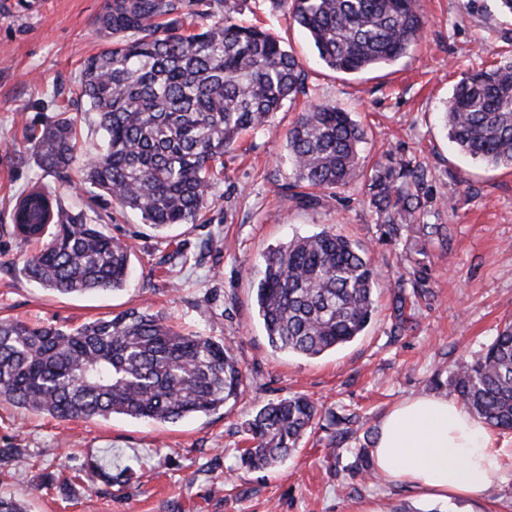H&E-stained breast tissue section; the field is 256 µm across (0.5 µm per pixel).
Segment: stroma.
<instances>
[{"instance_id": "1", "label": "stroma", "mask_w": 512, "mask_h": 512, "mask_svg": "<svg viewBox=\"0 0 512 512\" xmlns=\"http://www.w3.org/2000/svg\"><path fill=\"white\" fill-rule=\"evenodd\" d=\"M106 2L41 0L29 10L25 0H0V317L74 326L148 305L230 347L247 388L235 406L164 424L121 415L58 420L0 400V448L18 451L0 491L27 512H512L511 465L494 491L441 502L349 471L367 429H378L404 398L450 396L431 377H448L479 355L512 318V170L467 159L443 125L462 73L512 54V13L500 0H418L419 42L393 64L346 74L323 64L282 0H229L235 18L268 29L301 61L306 93L225 154L202 222L160 235L135 213L90 200L78 184L43 170L26 149L28 128L64 110L78 119L80 152L99 143L79 75L105 44L96 18ZM322 101L364 128V167L347 187L302 205L292 198L286 133L303 103ZM391 154L424 164L426 221L444 225L446 239L384 235L368 184ZM36 182L54 190L62 208L84 211L130 245L133 275L123 290L61 297L21 274L31 248L16 236L11 209ZM325 229L367 250L383 281L423 272L427 291L415 298L411 329L393 337L385 290L362 335L334 351L304 358L270 347L250 267L279 243ZM301 394L321 411L358 414L346 446L332 449L333 431L324 427L274 468L241 467L245 422L268 400ZM95 461L127 471V481L105 485L90 468ZM47 471L55 475L50 486L42 482Z\"/></svg>"}]
</instances>
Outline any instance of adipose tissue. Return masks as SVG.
I'll return each instance as SVG.
<instances>
[{
    "mask_svg": "<svg viewBox=\"0 0 512 512\" xmlns=\"http://www.w3.org/2000/svg\"><path fill=\"white\" fill-rule=\"evenodd\" d=\"M511 454L458 401L433 394L404 399L391 410L371 450L382 479L440 499L494 490Z\"/></svg>",
    "mask_w": 512,
    "mask_h": 512,
    "instance_id": "ef3b65f1",
    "label": "adipose tissue"
}]
</instances>
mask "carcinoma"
<instances>
[{
	"label": "carcinoma",
	"mask_w": 512,
	"mask_h": 512,
	"mask_svg": "<svg viewBox=\"0 0 512 512\" xmlns=\"http://www.w3.org/2000/svg\"><path fill=\"white\" fill-rule=\"evenodd\" d=\"M284 2L319 59L344 73L391 64L423 35L417 0ZM200 15L212 18L208 27L179 33ZM96 24L106 45L83 62L79 82L99 116L102 143L79 170L81 181L159 231L198 223L224 154L304 93L301 62L268 30L234 20L224 0H107ZM444 122L462 153L512 167V55L465 73ZM363 139L364 130L339 105L308 104L287 137L294 183L308 189L298 200L310 204L316 190L347 186L360 168ZM28 142L41 168L73 182L76 117L59 113ZM424 177L421 164L402 157L371 175V202L390 217L387 237L420 222ZM19 213L18 236L40 245L23 261L30 281L60 296L127 284L130 248L83 213L64 212L49 189L36 183L23 191L12 216ZM377 287L368 253L329 231L275 247L262 257L256 288L269 345L317 358L351 342L371 320ZM407 303L395 286V333L413 322ZM448 383L474 418L511 430L512 320L478 357L456 365ZM246 386L245 371L223 342L181 333L148 307L77 326L0 318V397L56 419L116 414L175 423L237 401ZM323 419L338 427L348 421L318 413L303 395L264 404L247 423L250 446L239 451L240 465L275 467ZM354 468L375 477L364 448Z\"/></svg>",
	"instance_id": "1"
}]
</instances>
